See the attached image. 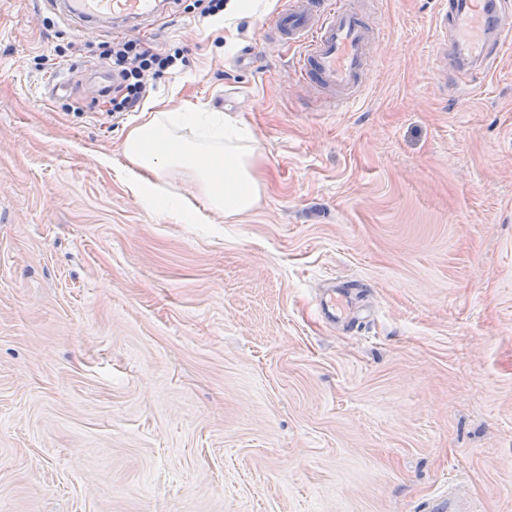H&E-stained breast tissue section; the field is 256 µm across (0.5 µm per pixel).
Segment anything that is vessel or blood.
Wrapping results in <instances>:
<instances>
[{"instance_id":"b4317fda","label":"vessel or blood","mask_w":512,"mask_h":512,"mask_svg":"<svg viewBox=\"0 0 512 512\" xmlns=\"http://www.w3.org/2000/svg\"><path fill=\"white\" fill-rule=\"evenodd\" d=\"M59 4L63 16L82 21V33L101 23L128 31L162 12V0H46ZM499 0H446L438 20L442 49L456 71L491 70L498 44L512 41V20ZM267 37L286 36L299 46L300 79L310 88L341 90L352 99L361 86L367 61L369 25L353 0L329 5L325 0H286L265 29Z\"/></svg>"}]
</instances>
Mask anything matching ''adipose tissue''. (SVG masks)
Listing matches in <instances>:
<instances>
[{
    "label": "adipose tissue",
    "mask_w": 512,
    "mask_h": 512,
    "mask_svg": "<svg viewBox=\"0 0 512 512\" xmlns=\"http://www.w3.org/2000/svg\"><path fill=\"white\" fill-rule=\"evenodd\" d=\"M182 128L196 131V139L180 137ZM121 151L127 161L125 185L147 209L173 216L178 223H204L205 213L166 187V177L174 174L193 180L207 200V213L216 216H239L259 202L256 140L223 113L197 106L141 113Z\"/></svg>",
    "instance_id": "obj_1"
}]
</instances>
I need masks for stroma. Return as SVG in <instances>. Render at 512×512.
Segmentation results:
<instances>
[{
  "mask_svg": "<svg viewBox=\"0 0 512 512\" xmlns=\"http://www.w3.org/2000/svg\"><path fill=\"white\" fill-rule=\"evenodd\" d=\"M282 2L129 33L188 59L147 101L263 154L254 210L178 224L122 181L118 34L0 0V512H512V43L458 74L441 0H358L338 108L264 41Z\"/></svg>",
  "mask_w": 512,
  "mask_h": 512,
  "instance_id": "stroma-1",
  "label": "stroma"
}]
</instances>
